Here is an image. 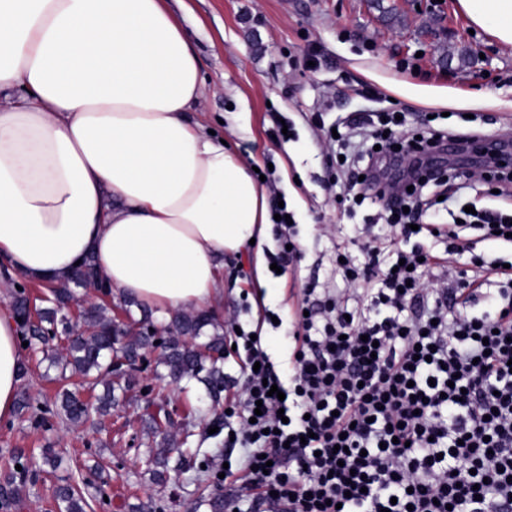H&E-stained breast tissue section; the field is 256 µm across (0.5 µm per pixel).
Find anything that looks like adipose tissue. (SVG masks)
<instances>
[{
  "label": "adipose tissue",
  "mask_w": 512,
  "mask_h": 512,
  "mask_svg": "<svg viewBox=\"0 0 512 512\" xmlns=\"http://www.w3.org/2000/svg\"><path fill=\"white\" fill-rule=\"evenodd\" d=\"M512 45V0H457ZM415 101L489 96L402 86ZM195 50L165 0H0V261L59 281L94 254L113 294L164 312L224 293L225 255L262 240L267 198L252 168L191 121ZM17 321L0 311V417L15 409Z\"/></svg>",
  "instance_id": "ef3b65f1"
}]
</instances>
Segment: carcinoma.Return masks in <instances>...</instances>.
I'll return each mask as SVG.
<instances>
[{
	"label": "carcinoma",
	"mask_w": 512,
	"mask_h": 512,
	"mask_svg": "<svg viewBox=\"0 0 512 512\" xmlns=\"http://www.w3.org/2000/svg\"><path fill=\"white\" fill-rule=\"evenodd\" d=\"M43 288L49 305L35 311L25 290L14 291L12 310L21 319L24 340L42 344L44 359L50 365L71 367L72 373L80 376L89 390L100 384L104 386L103 395L95 397L93 405L73 392L64 391L60 409L68 421H86L91 408L100 416L106 415L115 391L125 392L134 383L130 375L119 372L118 362L133 360L146 348L160 350V364L173 379L203 384L213 405H220L224 391V336L212 319L182 312L159 327L146 312L139 319L133 317L130 307L137 302L132 299L118 306L102 299L84 303L79 298L80 292L103 289V279L91 253L59 283L45 284ZM70 303L78 307V313L73 316L65 309ZM209 325L214 333L208 342L198 347L186 342L188 338H199L202 329ZM61 338L65 341L63 348L56 350L49 346V342ZM57 498L64 512H86L88 507L82 493L70 484L58 487Z\"/></svg>",
	"instance_id": "obj_1"
}]
</instances>
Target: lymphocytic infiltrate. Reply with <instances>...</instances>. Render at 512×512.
Wrapping results in <instances>:
<instances>
[{"mask_svg":"<svg viewBox=\"0 0 512 512\" xmlns=\"http://www.w3.org/2000/svg\"><path fill=\"white\" fill-rule=\"evenodd\" d=\"M395 114L354 119L325 146L346 191L385 199L380 157L412 159L403 206L388 207V245L339 264L340 288H307L295 313L293 369L281 380L249 333L234 442L240 469L224 471L250 512H512V267L473 253L466 230L512 232V213L459 210L428 156L448 130L400 137ZM445 182L455 221L423 225L468 255L470 273L448 287L441 259L403 250ZM421 224V223H420ZM284 384L283 396L269 395Z\"/></svg>","mask_w":512,"mask_h":512,"instance_id":"1","label":"lymphocytic infiltrate"}]
</instances>
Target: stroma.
Returning a JSON list of instances; mask_svg holds the SVG:
<instances>
[{"label": "stroma", "instance_id": "35a3bbf8", "mask_svg": "<svg viewBox=\"0 0 512 512\" xmlns=\"http://www.w3.org/2000/svg\"><path fill=\"white\" fill-rule=\"evenodd\" d=\"M200 63L205 95L192 120L222 137L244 161L274 169L279 197L285 198L297 231L300 257L280 275L257 270L256 257L281 250L276 229L258 248L224 258V298L208 307L223 326L237 317L245 330L261 331L262 349L281 377L292 373L289 347L297 329L294 312L309 284L341 285L336 248L360 258L361 246L386 237L384 221L365 223V210H350L342 187H330L327 156L311 129L323 102L332 109L325 124L365 109L431 117L438 127L474 129L484 136L512 133V46L472 29L457 0H168ZM320 52L321 64L308 56ZM445 87L458 96L482 92L496 108L472 115L392 97L388 83ZM289 128L278 137L279 124ZM279 321L269 324L268 314ZM25 372L19 394L33 408L0 418V512H59V485H75L90 512H211L210 499L233 508L234 488L215 483L212 470L224 463V406L241 394L240 361L224 350L221 410H213L202 384L184 389L158 365L157 355L136 360V385L111 414L72 423L52 413L40 423L39 406L53 405L60 386L40 348L21 350ZM151 386L143 394L142 386ZM187 467L154 479V458L184 430ZM183 441V440H182ZM61 457L59 468L44 465L42 452ZM23 455L32 473L8 484L14 455Z\"/></svg>", "mask_w": 512, "mask_h": 512}]
</instances>
